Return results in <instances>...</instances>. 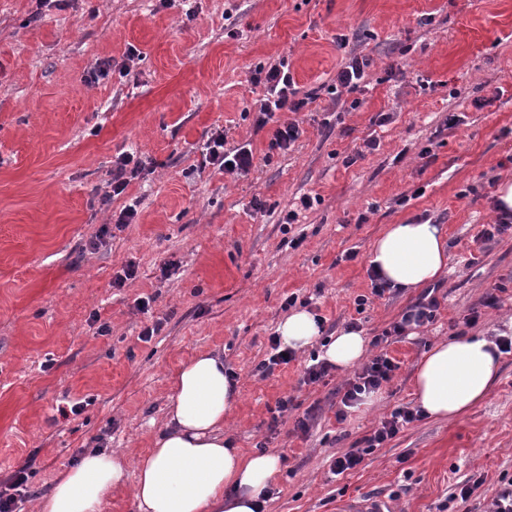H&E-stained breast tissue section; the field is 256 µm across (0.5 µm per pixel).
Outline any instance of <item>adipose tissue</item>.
<instances>
[{"label":"adipose tissue","mask_w":512,"mask_h":512,"mask_svg":"<svg viewBox=\"0 0 512 512\" xmlns=\"http://www.w3.org/2000/svg\"><path fill=\"white\" fill-rule=\"evenodd\" d=\"M368 264L399 290L427 287L448 270L446 229L427 221L388 225L374 240ZM276 334L298 352L321 340L314 315L305 310L284 317ZM322 342L319 359L340 370L355 366L367 350L359 330ZM500 358L495 343L478 336L434 345L415 370L417 407L433 419L462 414L496 382ZM234 402L223 357L196 354L173 377L167 421L147 453L131 459L87 450L39 498L36 512H103L112 489L128 482L138 512H265L280 458L243 453L225 439L224 418Z\"/></svg>","instance_id":"obj_1"}]
</instances>
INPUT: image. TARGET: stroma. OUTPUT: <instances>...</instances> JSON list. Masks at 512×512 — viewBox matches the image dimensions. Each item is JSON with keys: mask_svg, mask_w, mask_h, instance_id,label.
Returning a JSON list of instances; mask_svg holds the SVG:
<instances>
[{"mask_svg": "<svg viewBox=\"0 0 512 512\" xmlns=\"http://www.w3.org/2000/svg\"><path fill=\"white\" fill-rule=\"evenodd\" d=\"M131 46L139 55L129 62ZM353 48L370 65L360 92L341 95L358 108L339 112L332 89ZM282 57L312 100L277 113L302 134L272 155L267 132L254 130L265 90L252 74ZM104 61L113 69L90 81ZM380 112L392 115L382 127ZM452 113L460 122L450 129ZM219 131L227 148L250 145L248 174L198 170ZM124 153L145 170L104 202ZM508 175L512 0H0V482L26 469L20 510L33 512L84 449L146 452L173 375L211 351L237 391L225 437L280 458L267 512H336L361 494L390 500L392 512H488L512 478V353L469 412L410 423L344 474L331 464L412 404L430 347L495 339L512 318V231L478 236L497 218L495 186ZM303 195L320 202L285 223ZM129 205L131 223L115 228ZM426 220L448 230L440 307L432 323L372 347L400 365L375 406L337 422L353 374L304 383L313 347L257 372L288 295L309 300L328 336L354 323L371 339L399 321L419 294L372 295L368 255L387 225ZM105 224L110 233L90 248ZM130 264L135 278L116 286ZM490 291L498 304L486 308ZM474 309L480 319L466 325ZM157 319L161 332L140 341ZM285 396L293 409L272 421ZM74 401L83 412L62 416ZM308 411V432L295 431ZM473 476L483 484L461 501Z\"/></svg>", "mask_w": 512, "mask_h": 512, "instance_id": "obj_1", "label": "stroma"}]
</instances>
